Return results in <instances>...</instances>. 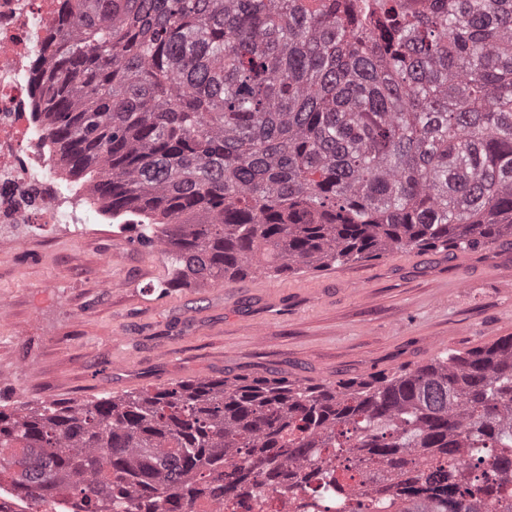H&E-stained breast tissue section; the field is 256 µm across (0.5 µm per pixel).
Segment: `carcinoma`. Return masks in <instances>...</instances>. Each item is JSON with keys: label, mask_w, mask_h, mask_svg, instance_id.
Here are the masks:
<instances>
[{"label": "carcinoma", "mask_w": 512, "mask_h": 512, "mask_svg": "<svg viewBox=\"0 0 512 512\" xmlns=\"http://www.w3.org/2000/svg\"><path fill=\"white\" fill-rule=\"evenodd\" d=\"M42 133L168 286L512 242V0H63ZM377 463L379 512H512V336L334 386L207 379L8 410L0 477L66 512H185ZM233 469L229 474L226 469Z\"/></svg>", "instance_id": "obj_1"}]
</instances>
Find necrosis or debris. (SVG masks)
I'll use <instances>...</instances> for the list:
<instances>
[{"label": "necrosis or debris", "mask_w": 512, "mask_h": 512, "mask_svg": "<svg viewBox=\"0 0 512 512\" xmlns=\"http://www.w3.org/2000/svg\"><path fill=\"white\" fill-rule=\"evenodd\" d=\"M60 0H0V188L15 190L36 203V211L0 195L1 224H74L78 218L57 195L41 191L37 174L50 167L48 141L31 131L26 73L32 60L42 59L48 33L58 24ZM355 483L362 496L337 500L335 492L318 496L312 490L289 488L287 482L260 484L252 499L227 503H197L191 512H322L339 503L342 512H370V500L385 496L388 483L376 467H365Z\"/></svg>", "instance_id": "obj_1"}]
</instances>
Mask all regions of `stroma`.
I'll use <instances>...</instances> for the list:
<instances>
[{"label":"stroma","instance_id":"1","mask_svg":"<svg viewBox=\"0 0 512 512\" xmlns=\"http://www.w3.org/2000/svg\"><path fill=\"white\" fill-rule=\"evenodd\" d=\"M47 184L92 224H0V403H83L189 379L331 386L512 336V246L398 250L325 270L169 287L171 262L102 212L86 179Z\"/></svg>","mask_w":512,"mask_h":512}]
</instances>
